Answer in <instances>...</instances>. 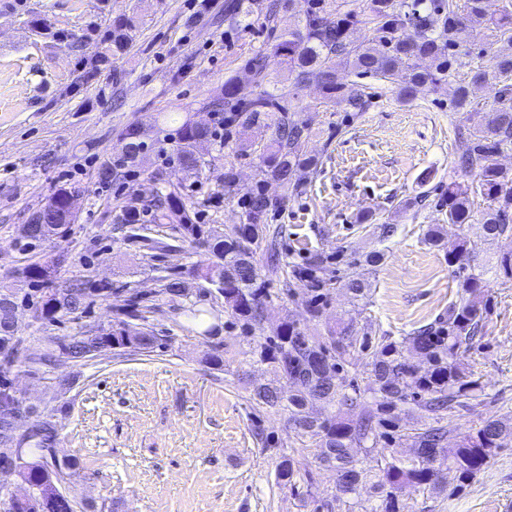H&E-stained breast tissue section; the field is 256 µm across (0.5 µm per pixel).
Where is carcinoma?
Instances as JSON below:
<instances>
[{
  "instance_id": "cac0c4a2",
  "label": "carcinoma",
  "mask_w": 512,
  "mask_h": 512,
  "mask_svg": "<svg viewBox=\"0 0 512 512\" xmlns=\"http://www.w3.org/2000/svg\"><path fill=\"white\" fill-rule=\"evenodd\" d=\"M361 10L331 7L325 0H311V7L299 17L295 27L278 36L275 54L288 68L294 85L317 77L330 99H343L354 112L365 107L364 93L345 96L339 81L341 67L358 76L389 80L397 94L409 102L431 86L448 83L455 107L469 104L471 89L489 79L502 82L497 105L490 108L473 131L470 148L462 164L478 170L477 183L448 182L445 203L448 222L464 224L474 212L475 199L487 202L483 210L485 234L489 238L512 235V175L503 171L497 157L512 149V0L504 3L494 16L485 0H365ZM408 26L414 39L404 36ZM134 22L120 18L112 26V52L125 50L131 40ZM359 28L371 36L355 38ZM485 28L508 47L489 52L488 64H478L466 82H453V62L461 53L470 52V32ZM427 59L422 69L416 61ZM256 84L268 78L266 55L259 51L247 62ZM217 112H224V124L247 128L260 121L272 128V139L260 156L265 175L288 185L299 168L313 169L315 157L304 149L309 137L308 124L290 114L288 97L260 91L249 97L239 96L234 79L224 82V97L211 102ZM208 129L189 121L177 129L179 161L186 168L197 166L195 148L207 139ZM123 150L136 158L145 147L138 127L122 135ZM271 202L264 190H256L244 203L246 223L223 233L207 230L183 216L177 225L182 238L205 248L209 258L196 265L198 278L210 284L219 279L218 289L224 304L249 326L263 319V298L268 296L265 281L256 263L257 251L266 246L271 269L283 276V286L294 279L310 283L312 297L308 312L315 317L324 299L327 267L321 257H313L302 268L281 262L275 235L262 219ZM62 258L48 253L21 270L27 284L23 301L36 300L34 313L53 321L89 308L95 298L112 294L105 284L77 281L64 288H49L60 273ZM160 294L170 300H185L190 289L177 277L162 276ZM482 273L463 278L457 299L448 306V319L438 325H425L410 336L395 339L374 336L347 324L328 331L325 336H309L295 323L283 322L273 336L257 345L259 360L268 364L274 379L252 389L254 402L266 410L286 411L289 421L299 427L298 436L315 446L322 469L334 479L336 494L324 503L327 512L336 506L345 512L363 508L358 500L361 486L371 482L381 498L380 512H400L398 491L406 485L450 495L462 492L494 459L499 449L512 444V422L483 419L479 427L463 434L448 446V428L441 421L465 409L477 412L485 400L481 377L462 366L460 350L480 339L484 312ZM16 291L0 292V447L12 442L25 446L23 455L0 456V464L14 469L24 485L25 495L0 492L6 512H75V501L62 489L72 460H59L56 443L59 414L63 407L47 405L33 412L35 419L26 437H14L13 420L25 413L23 401L11 392L8 375L22 363L32 372H48L51 358L60 353L74 361L96 358L106 351L150 353L162 346L163 338L150 330L132 333L126 323L108 328L82 327L74 336L49 343L43 358L28 355L25 339L11 330L12 308ZM415 350L425 358L426 366L410 362L405 351ZM360 355L372 358L367 387L340 381L326 383V374L338 377L349 360ZM290 390H284V387ZM431 415L434 425L419 427L402 418L407 410ZM411 441L417 455L407 464L395 455L373 456L378 447L393 448ZM365 455L358 456V451ZM298 469L294 459L284 456L276 479L283 487L294 486Z\"/></svg>"
}]
</instances>
